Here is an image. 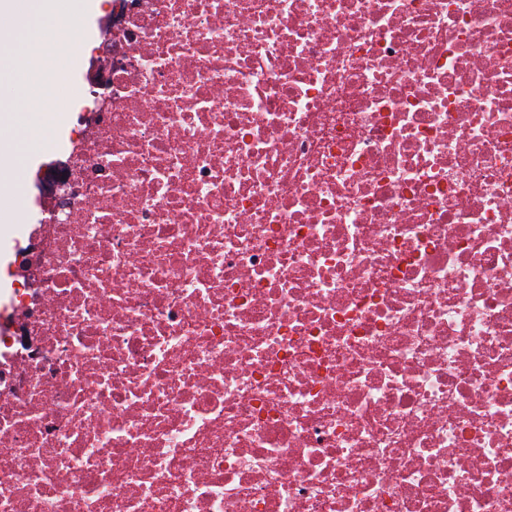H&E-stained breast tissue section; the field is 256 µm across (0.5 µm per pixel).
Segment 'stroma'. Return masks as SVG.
I'll return each instance as SVG.
<instances>
[{
	"instance_id": "stroma-1",
	"label": "stroma",
	"mask_w": 512,
	"mask_h": 512,
	"mask_svg": "<svg viewBox=\"0 0 512 512\" xmlns=\"http://www.w3.org/2000/svg\"><path fill=\"white\" fill-rule=\"evenodd\" d=\"M112 18L111 0L85 14L79 29L64 43L54 72L61 86L79 84L90 64L103 28ZM0 218L14 224H33L40 217L39 181L57 151L69 145L77 120L75 104L63 106L51 119L38 118L24 104L22 75L29 57L18 35L0 38Z\"/></svg>"
}]
</instances>
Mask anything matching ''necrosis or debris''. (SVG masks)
Here are the masks:
<instances>
[{"instance_id":"1","label":"necrosis or debris","mask_w":512,"mask_h":512,"mask_svg":"<svg viewBox=\"0 0 512 512\" xmlns=\"http://www.w3.org/2000/svg\"><path fill=\"white\" fill-rule=\"evenodd\" d=\"M0 327V512H512V0H121Z\"/></svg>"}]
</instances>
